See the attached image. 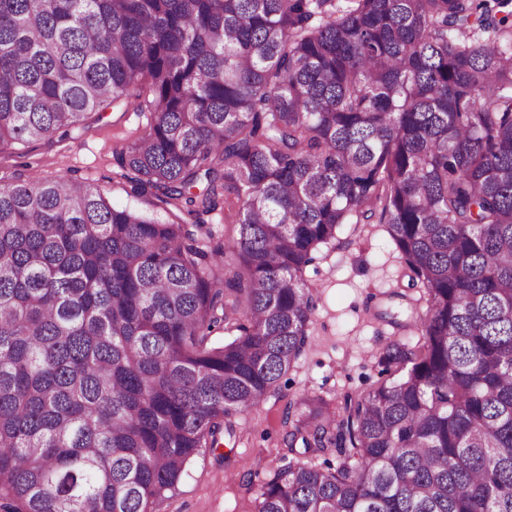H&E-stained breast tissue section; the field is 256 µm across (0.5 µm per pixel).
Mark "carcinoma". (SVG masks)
I'll list each match as a JSON object with an SVG mask.
<instances>
[{"instance_id": "obj_1", "label": "carcinoma", "mask_w": 512, "mask_h": 512, "mask_svg": "<svg viewBox=\"0 0 512 512\" xmlns=\"http://www.w3.org/2000/svg\"><path fill=\"white\" fill-rule=\"evenodd\" d=\"M511 5L0 0V151L143 112L120 177L172 216L0 176V512H156L303 355L319 247L373 220L420 289L375 316L417 338L338 410L289 403L256 512H512ZM224 205L221 203L218 209L210 214L209 216H206L205 219L207 220L206 224H209L210 229L212 231V242L211 244L214 245L216 243H224V240L227 239L229 235L233 234V228L234 225L231 223L232 219L226 221L224 223Z\"/></svg>"}]
</instances>
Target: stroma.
<instances>
[{"label": "stroma", "mask_w": 512, "mask_h": 512, "mask_svg": "<svg viewBox=\"0 0 512 512\" xmlns=\"http://www.w3.org/2000/svg\"><path fill=\"white\" fill-rule=\"evenodd\" d=\"M136 112L105 108L71 138L0 151V173L54 180L69 174L98 185L117 207L148 210L147 200L128 194L113 151L143 128ZM319 294L308 346L262 405L238 416L242 432L188 465L175 493L157 512H255L257 485L280 457L281 421L289 402L306 392L336 399L368 390L382 377L377 356L393 328L374 319L381 293L406 288V267L382 224H347L335 242L321 246L305 270Z\"/></svg>", "instance_id": "stroma-1"}]
</instances>
